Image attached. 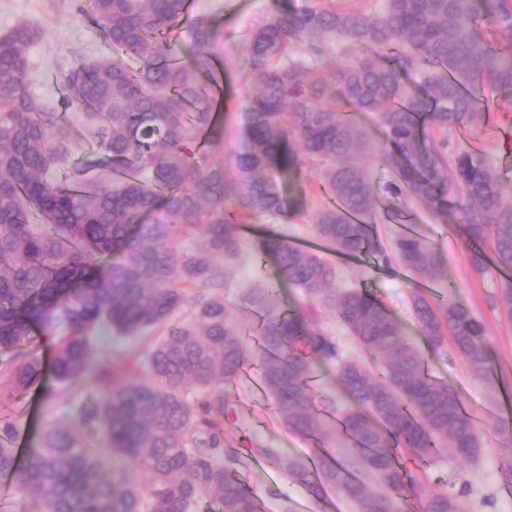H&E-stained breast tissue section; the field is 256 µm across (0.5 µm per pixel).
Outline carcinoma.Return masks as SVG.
I'll use <instances>...</instances> for the list:
<instances>
[{
	"mask_svg": "<svg viewBox=\"0 0 512 512\" xmlns=\"http://www.w3.org/2000/svg\"><path fill=\"white\" fill-rule=\"evenodd\" d=\"M88 19L112 45L108 58H85L66 73L56 112L27 79L34 39L25 23L0 36V350L56 339L54 370L67 387L90 369L100 328L133 336L161 329L147 357L149 375L117 369L85 395L74 418L83 437L47 427L42 447L23 460L9 445L18 419L0 416V475L30 512H193L200 500L217 512H261L237 460L224 457V386L246 358L237 323L224 305V261L237 256L243 227L264 215L295 216L281 179L320 169L331 204L315 231L339 256L374 248L369 221L376 195L361 158L370 136L346 110L383 113L392 148L382 156L392 179L386 192L411 196L432 217L462 225L478 275L512 271V203L504 172L448 133L486 118L485 101H512V5L509 0H381L380 9L301 11L273 6L243 38L254 90L248 96L247 148L230 166L213 160L228 131L214 116L211 87L224 32L191 0H89ZM495 27L484 38L480 25ZM189 40L177 54L171 42ZM316 59L346 63L314 78L296 47ZM136 60L132 70L127 62ZM95 122L84 147L71 110ZM199 236L205 251L176 244ZM396 262L414 278L445 277L446 258L414 231L393 243ZM259 257L278 285L251 292L262 314L261 381L288 430L322 447L329 436L312 408L317 363L338 362L349 405L336 435L351 441L344 456L307 460L255 443L262 458L318 499L328 490L355 512H464L460 496L425 486L419 468L446 445L472 460L478 425L455 388L436 380L418 347L385 304L365 287L335 288L336 267L319 253L269 233ZM301 288L336 313L370 363L339 361L334 339L309 327V316L277 307L278 286ZM192 321L173 320L187 288ZM428 344L449 343L470 373L494 382L484 324L462 301L412 298ZM31 351L12 365V394L41 378ZM198 391L194 400L186 390ZM105 443L125 466L116 469L95 445ZM139 468L144 484L131 477ZM376 482L380 490L370 489Z\"/></svg>",
	"mask_w": 512,
	"mask_h": 512,
	"instance_id": "carcinoma-1",
	"label": "carcinoma"
}]
</instances>
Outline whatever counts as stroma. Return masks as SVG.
I'll return each mask as SVG.
<instances>
[{"instance_id": "obj_1", "label": "stroma", "mask_w": 512, "mask_h": 512, "mask_svg": "<svg viewBox=\"0 0 512 512\" xmlns=\"http://www.w3.org/2000/svg\"><path fill=\"white\" fill-rule=\"evenodd\" d=\"M275 2L289 10L302 9L306 4V0H194L195 11L211 14L219 27L232 34L219 60L222 75L228 79L234 93L227 106L231 135L224 144V151L228 154L246 146L240 130L246 122V97L250 86L240 37L260 22ZM86 5L87 0H0V36L20 22L28 23L39 32L28 51V76L35 94L47 107L57 106L63 76L80 60L104 58L112 53L111 46L86 17ZM363 120L372 136V149L365 164L372 174L374 187L381 189L391 178L390 169L381 159L387 147L381 115L371 112L365 114ZM456 137L478 145L497 168L508 170L512 167V104L492 102L485 123L464 128ZM318 181L317 171L306 170L287 185V193L305 200L301 217L288 222L280 216H265L254 221L250 233L242 237L238 257L227 264L230 275L224 286V303L245 338L247 365L229 389L224 448L227 454L238 458V468L260 498L263 512H354L353 505L344 498L331 493L325 499H316L263 459L249 455L255 443L279 448L303 459L312 456L315 449L312 442L283 426L273 397L259 384V315L249 301V294L251 289L273 280V267L257 254L259 234L275 233L296 244L314 239L316 214L326 203L325 197L317 192ZM404 212L409 213L415 231L446 256L447 277L432 282V290L451 292L454 299L465 302L485 322L496 374L495 383H487L472 377L463 360L450 347L425 348L432 375L458 390L465 406L476 416L482 438L476 459L461 460L447 450L432 459L426 474L432 482L447 480L448 492L464 493L471 512H512V489L507 488L503 477L505 469L512 466V453L504 451L503 438L492 421L501 396L512 391V319L493 301L499 292L500 277L494 273L476 275L461 232L454 225L436 223L423 206L414 201L399 204L387 196H379L374 230L381 249H390L400 230L395 218ZM322 255L336 264L337 287L369 288L403 322L408 335H416L412 308L416 284L405 270L395 264L385 265L372 254L364 255L359 262L348 261L328 249L323 250ZM313 325L336 340L341 359H364L362 348L328 307L316 304ZM155 340L152 332L139 337H104L92 356L90 374L80 390L65 389L56 381L52 374L54 345L42 342L38 356L44 378L26 392L15 395L13 403L21 416L19 450L39 446L46 423L73 426L75 409L85 393L98 389L100 373L116 366L144 367L145 357ZM337 377L338 371L332 362L316 366L312 374L313 406L331 425L336 419L330 414V404L342 398Z\"/></svg>"}]
</instances>
